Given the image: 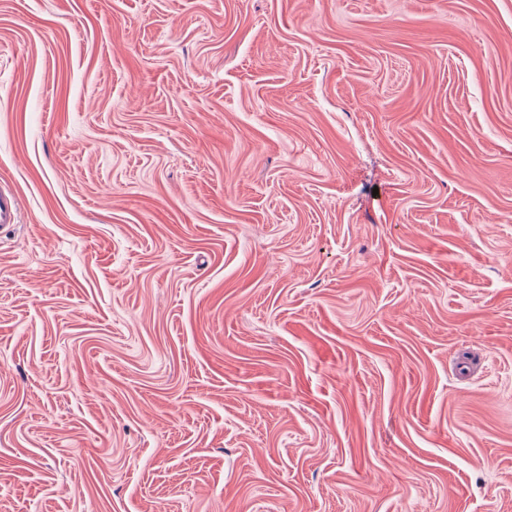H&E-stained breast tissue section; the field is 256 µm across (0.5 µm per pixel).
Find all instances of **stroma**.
Segmentation results:
<instances>
[{
  "instance_id": "stroma-1",
  "label": "stroma",
  "mask_w": 512,
  "mask_h": 512,
  "mask_svg": "<svg viewBox=\"0 0 512 512\" xmlns=\"http://www.w3.org/2000/svg\"><path fill=\"white\" fill-rule=\"evenodd\" d=\"M0 512H512V0H0ZM21 204L19 197L9 189L0 188V227L20 224Z\"/></svg>"
}]
</instances>
